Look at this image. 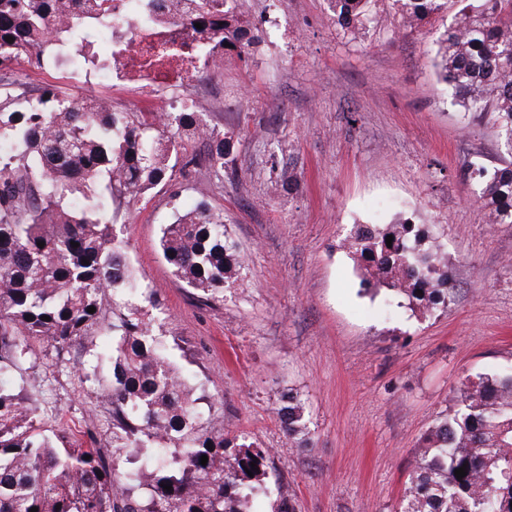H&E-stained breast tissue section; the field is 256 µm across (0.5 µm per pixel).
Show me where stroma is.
I'll list each match as a JSON object with an SVG mask.
<instances>
[{"label": "stroma", "mask_w": 512, "mask_h": 512, "mask_svg": "<svg viewBox=\"0 0 512 512\" xmlns=\"http://www.w3.org/2000/svg\"><path fill=\"white\" fill-rule=\"evenodd\" d=\"M258 46L225 52L202 75L229 168L175 174L125 202L116 229L157 315L182 345L170 354L215 398L225 432L272 449L267 483L287 482L296 512H399L409 461L449 413L465 378L512 370V224H492L471 164L507 156L489 120L473 119L437 67L453 10L404 30L392 0L374 22L333 20L329 0H238ZM32 95L52 88L162 112L135 89L99 80L83 90L49 70L10 68ZM178 201H171L172 192ZM224 215L247 268L204 306L164 261L161 227L200 201ZM425 225L448 258L447 309L423 315L386 287L363 292L342 248L356 224ZM55 407L52 427L108 445L92 401L51 357L25 375ZM307 400L313 442L289 447L282 391Z\"/></svg>", "instance_id": "obj_1"}]
</instances>
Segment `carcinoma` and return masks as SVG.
Segmentation results:
<instances>
[{"label":"carcinoma","mask_w":512,"mask_h":512,"mask_svg":"<svg viewBox=\"0 0 512 512\" xmlns=\"http://www.w3.org/2000/svg\"><path fill=\"white\" fill-rule=\"evenodd\" d=\"M330 2L342 27L370 21L371 0ZM450 2L461 7L442 41V77L473 117H493L512 151V0L394 5L414 28ZM236 3L186 0L174 24L193 30L199 22L208 35L186 57L254 43ZM122 15L114 0H82L79 9L69 0H0V70L22 56L42 67L58 52L105 69L112 57L99 54L97 36ZM161 127L168 136L152 135ZM1 141L9 149L0 152V512H256V500L270 494L263 476L271 449L217 427L211 397L185 378L161 340L154 291L141 284L115 229L124 202L171 181L176 168L204 164L222 178L224 133L192 106L114 112L53 89L31 97L0 77ZM197 141L203 154L187 155L186 144ZM473 173L492 223L512 224V162ZM160 248L204 304L224 298V286L246 265L223 214L205 204L175 213ZM343 248L364 270V289L386 285L423 314L448 306L446 253L418 225H360ZM91 336L102 344L75 354ZM38 346L103 408L100 429L110 448H87L62 429L47 434L48 401L18 378L34 368ZM277 413L289 446L309 447L302 396L288 390ZM462 466L467 475L459 480ZM275 492V512H295L288 484L276 482ZM400 512H512V372L461 384L453 413L414 451Z\"/></svg>","instance_id":"obj_1"}]
</instances>
